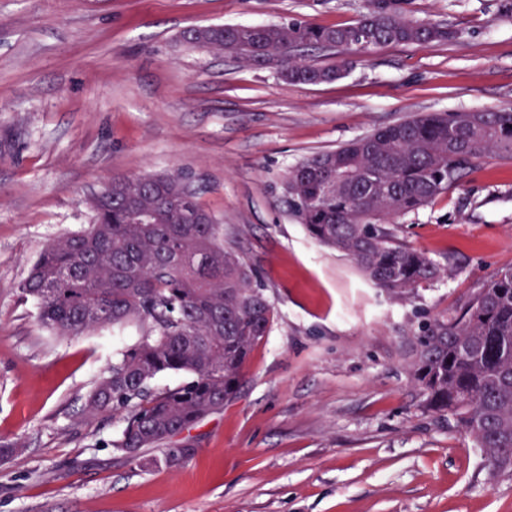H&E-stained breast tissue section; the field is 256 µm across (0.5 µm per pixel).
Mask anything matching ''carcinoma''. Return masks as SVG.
Listing matches in <instances>:
<instances>
[{
  "label": "carcinoma",
  "mask_w": 512,
  "mask_h": 512,
  "mask_svg": "<svg viewBox=\"0 0 512 512\" xmlns=\"http://www.w3.org/2000/svg\"><path fill=\"white\" fill-rule=\"evenodd\" d=\"M402 2L371 0V12L349 25L201 26L182 39L259 67L302 45L368 51L459 37L441 23L408 18ZM347 66L316 67L289 56L282 76L292 84L331 83ZM491 152L512 157L511 108L418 114L298 164L283 194L315 240L348 256L377 286L407 295L440 278L441 269L396 240L388 225ZM89 205L93 223L47 243L21 297L38 302L40 323L58 336L136 330L133 343L113 352L84 409L119 417L112 448L126 458L166 444L152 464L178 466L197 448L173 437L236 396L274 308L251 265L224 248V225L182 175L115 176ZM414 345L411 376L425 408L452 415L489 466L512 480V269L497 273L458 313L425 323ZM166 374L184 381L156 388Z\"/></svg>",
  "instance_id": "obj_1"
}]
</instances>
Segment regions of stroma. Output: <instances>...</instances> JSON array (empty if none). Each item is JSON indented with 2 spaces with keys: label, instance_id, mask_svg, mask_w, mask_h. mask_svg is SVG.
I'll use <instances>...</instances> for the list:
<instances>
[{
  "label": "stroma",
  "instance_id": "obj_1",
  "mask_svg": "<svg viewBox=\"0 0 512 512\" xmlns=\"http://www.w3.org/2000/svg\"><path fill=\"white\" fill-rule=\"evenodd\" d=\"M502 0H404L459 39L346 54L297 49L332 83L291 84L183 41L191 26L350 24L368 0H0V512H512L449 415L410 374L421 324L454 314L512 267V159L489 155L397 218L396 239L444 272L386 293L289 212V169L418 112L512 108V16ZM181 173L253 265L274 306L237 396L160 465L112 448L84 414L111 333L61 337L18 286L52 238L92 221L115 176Z\"/></svg>",
  "mask_w": 512,
  "mask_h": 512
}]
</instances>
